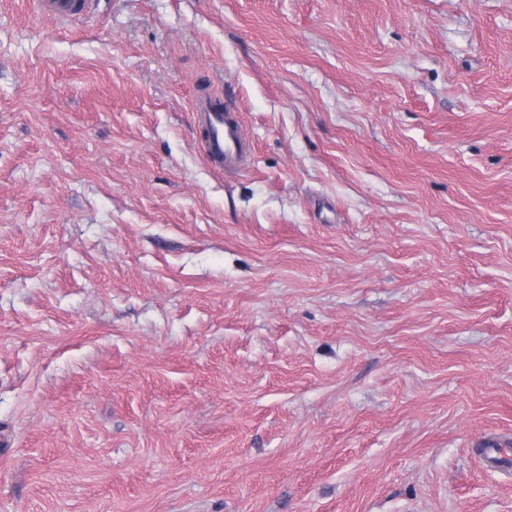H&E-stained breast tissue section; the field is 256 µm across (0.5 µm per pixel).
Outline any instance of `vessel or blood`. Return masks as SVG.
<instances>
[{
	"mask_svg": "<svg viewBox=\"0 0 512 512\" xmlns=\"http://www.w3.org/2000/svg\"><path fill=\"white\" fill-rule=\"evenodd\" d=\"M90 0H49L52 20L66 21L88 11ZM196 114L205 130V152L219 168H239L250 156V146L243 137L239 118L231 108H221L208 101H198ZM479 452L488 466L512 474V443L497 437L481 441Z\"/></svg>",
	"mask_w": 512,
	"mask_h": 512,
	"instance_id": "1",
	"label": "vessel or blood"
}]
</instances>
